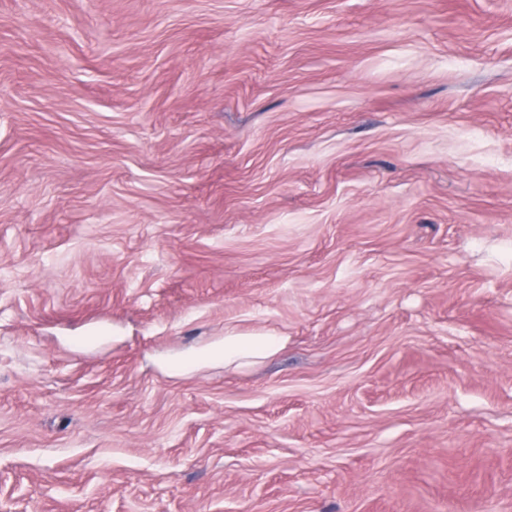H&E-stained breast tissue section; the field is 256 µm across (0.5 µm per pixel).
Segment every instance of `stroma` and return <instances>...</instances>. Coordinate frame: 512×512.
<instances>
[{
  "label": "stroma",
  "mask_w": 512,
  "mask_h": 512,
  "mask_svg": "<svg viewBox=\"0 0 512 512\" xmlns=\"http://www.w3.org/2000/svg\"><path fill=\"white\" fill-rule=\"evenodd\" d=\"M0 512H512V0H0ZM281 338L269 333L236 334L224 336V343L211 348L202 357L224 356V363L267 357L273 354Z\"/></svg>",
  "instance_id": "obj_1"
}]
</instances>
